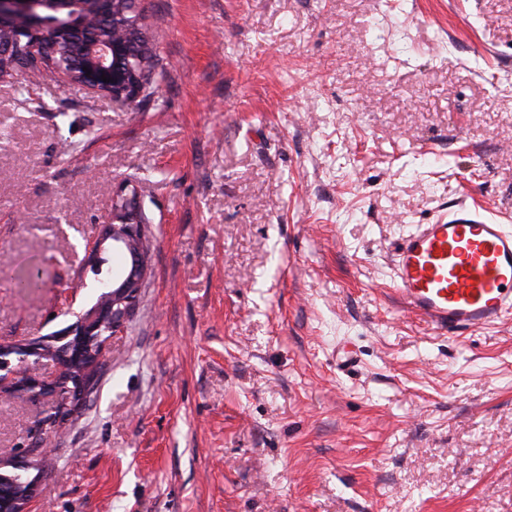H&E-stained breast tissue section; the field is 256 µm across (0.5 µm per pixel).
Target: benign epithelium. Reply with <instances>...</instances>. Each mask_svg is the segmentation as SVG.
I'll return each instance as SVG.
<instances>
[{
    "label": "benign epithelium",
    "mask_w": 512,
    "mask_h": 512,
    "mask_svg": "<svg viewBox=\"0 0 512 512\" xmlns=\"http://www.w3.org/2000/svg\"><path fill=\"white\" fill-rule=\"evenodd\" d=\"M83 6V0H0V28H15L27 35L29 52L28 60L18 65V42L0 40V67L7 66L10 74L23 70L45 72L62 85H79L121 105L136 104L148 93V84L142 80L132 94H125L129 76L120 67L119 60L129 53L131 41L147 40L142 26L138 23L110 42H92L87 45L89 63L86 67L87 71H91L89 75L83 71L75 76L71 72L64 73L58 68L47 67L44 56L52 45V34L58 29L82 31ZM104 76L107 77L105 81L102 80ZM112 200V215L118 223L107 225L105 231L89 244V256L96 257L108 241L114 250L123 251L127 246H134L137 251L132 255L130 268L122 280L101 282V287L107 290L103 295L104 302L94 311L79 316L68 332L70 336H94L104 331L116 334L123 331L129 312L142 288L145 272L142 266L145 231L144 225L137 218L135 196L124 194V188L121 187L112 192ZM9 375L15 388L25 390L34 401L57 392L56 380L34 372L26 360L11 369Z\"/></svg>",
    "instance_id": "7a95c632"
}]
</instances>
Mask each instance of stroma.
<instances>
[{
  "label": "stroma",
  "instance_id": "1",
  "mask_svg": "<svg viewBox=\"0 0 512 512\" xmlns=\"http://www.w3.org/2000/svg\"><path fill=\"white\" fill-rule=\"evenodd\" d=\"M140 6L152 103L0 80V345L96 307L114 187L149 220L87 397L40 436L0 394L29 512H512V315L448 335L393 284L457 203L512 226V0Z\"/></svg>",
  "mask_w": 512,
  "mask_h": 512
}]
</instances>
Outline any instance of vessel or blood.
<instances>
[{
    "mask_svg": "<svg viewBox=\"0 0 512 512\" xmlns=\"http://www.w3.org/2000/svg\"><path fill=\"white\" fill-rule=\"evenodd\" d=\"M394 274L405 305L436 329L493 324L512 312V231L458 206L403 237Z\"/></svg>",
    "mask_w": 512,
    "mask_h": 512,
    "instance_id": "b4317fda",
    "label": "vessel or blood"
}]
</instances>
